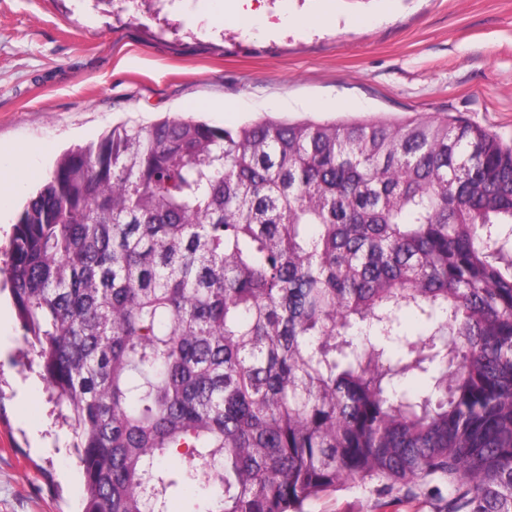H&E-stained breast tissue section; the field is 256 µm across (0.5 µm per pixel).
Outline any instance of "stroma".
Instances as JSON below:
<instances>
[{
	"label": "stroma",
	"mask_w": 512,
	"mask_h": 512,
	"mask_svg": "<svg viewBox=\"0 0 512 512\" xmlns=\"http://www.w3.org/2000/svg\"><path fill=\"white\" fill-rule=\"evenodd\" d=\"M440 112L512 138V0H0V143L41 174L113 125L405 120ZM0 298V512H80L67 431ZM361 489L306 512H374Z\"/></svg>",
	"instance_id": "obj_1"
}]
</instances>
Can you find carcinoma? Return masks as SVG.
I'll list each match as a JSON object with an SVG mask.
<instances>
[{"label":"carcinoma","mask_w":512,"mask_h":512,"mask_svg":"<svg viewBox=\"0 0 512 512\" xmlns=\"http://www.w3.org/2000/svg\"><path fill=\"white\" fill-rule=\"evenodd\" d=\"M4 273L82 512H171L191 480L202 512L342 488L512 512L511 139L431 114L115 125L27 199Z\"/></svg>","instance_id":"cac0c4a2"}]
</instances>
